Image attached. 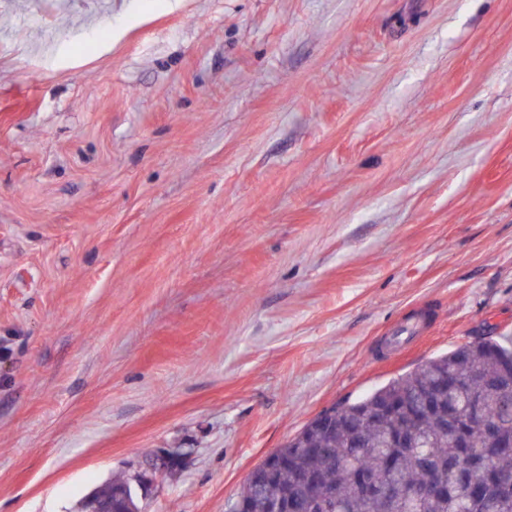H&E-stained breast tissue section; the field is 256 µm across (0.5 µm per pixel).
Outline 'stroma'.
Returning <instances> with one entry per match:
<instances>
[{
    "mask_svg": "<svg viewBox=\"0 0 512 512\" xmlns=\"http://www.w3.org/2000/svg\"><path fill=\"white\" fill-rule=\"evenodd\" d=\"M512 336V0H0V512H227L311 419ZM187 452L184 448H160L157 457L155 453L146 457L138 470H136L132 477L135 487L140 493V498L146 496L150 487H153L154 481L158 476L168 473L172 464L181 465ZM151 461V462H150ZM179 466L171 468L169 474L176 473ZM128 477L127 475L114 477L112 481L96 488L94 490L96 495L86 499L89 512H139V510H133L140 509L139 501H135L129 493L127 501L117 496L118 493H122L124 489H127ZM97 496L112 498V501L100 499Z\"/></svg>",
    "mask_w": 512,
    "mask_h": 512,
    "instance_id": "obj_1",
    "label": "stroma"
}]
</instances>
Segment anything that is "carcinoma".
<instances>
[{"label":"carcinoma","instance_id":"carcinoma-1","mask_svg":"<svg viewBox=\"0 0 512 512\" xmlns=\"http://www.w3.org/2000/svg\"><path fill=\"white\" fill-rule=\"evenodd\" d=\"M512 336L466 342L368 394L332 408L336 419L307 423L278 449L272 475L261 464L229 510L272 512H512ZM479 410L497 445L470 425ZM126 475L96 488L113 512L139 502L118 494ZM430 482L435 496L410 493Z\"/></svg>","mask_w":512,"mask_h":512}]
</instances>
